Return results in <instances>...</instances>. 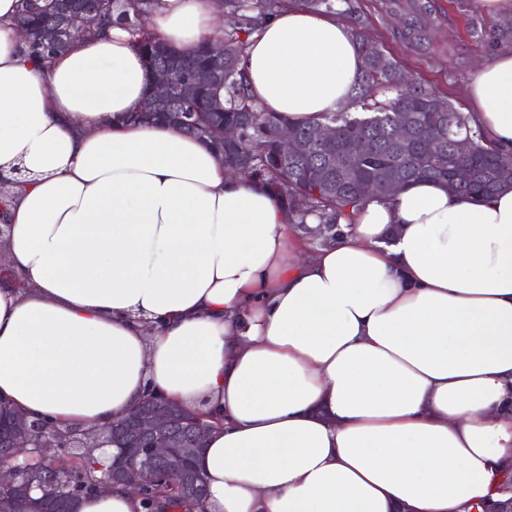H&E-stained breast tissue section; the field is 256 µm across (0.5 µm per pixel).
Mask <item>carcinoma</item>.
<instances>
[{
  "label": "carcinoma",
  "mask_w": 512,
  "mask_h": 512,
  "mask_svg": "<svg viewBox=\"0 0 512 512\" xmlns=\"http://www.w3.org/2000/svg\"><path fill=\"white\" fill-rule=\"evenodd\" d=\"M17 16L26 25L30 44L45 62H52L69 44L54 38L56 23L72 19L73 24L93 23L106 32L116 20L124 23L134 45L146 59L148 81L155 69L175 66L180 86L166 112H194L200 120L221 131L224 125L243 127L245 135L236 144L214 141L210 148L224 154V165H237L240 176L248 180H264L287 202L289 212L298 224L316 214L323 224H334L341 217L375 198L389 197L385 183L391 171L398 172L401 188L419 180H436L448 186L454 196L469 200L491 195L512 186V180L500 182L498 170L512 165V154L502 153L483 144V136L469 125V118L448 100L439 97L411 80L397 63L377 48L364 53V67L355 96L358 112L341 109L326 112L309 122H294L298 147L290 150L278 139L279 128L289 120L275 112H263L255 104L247 87L241 60L248 38L266 20L292 5L320 14H350V0H224V11L238 18L237 25L224 30V80L219 85L195 86L188 83L196 69L216 66L210 55V39L184 54L165 43L150 29L153 0H135V14L123 10V0H90L86 12L70 16L66 0H20ZM472 36L496 44H512V20L501 22L487 32L472 29ZM401 112L415 116L414 138L400 143L394 138V126ZM330 123L338 129L334 151L346 160V171L325 169L323 151L309 138L312 126ZM469 138L474 143V156L460 158L454 143ZM432 141L434 152L426 154L422 142ZM469 163L471 178L464 183L452 179L454 168ZM374 185V193L364 196L359 181ZM108 461L92 448H74L62 460L70 482L59 484L54 472L41 461L29 464L26 479L43 485L41 496L61 505L71 504L93 495ZM192 491L178 486L172 476L156 479L141 500L144 512H202V506L189 501Z\"/></svg>",
  "instance_id": "carcinoma-1"
}]
</instances>
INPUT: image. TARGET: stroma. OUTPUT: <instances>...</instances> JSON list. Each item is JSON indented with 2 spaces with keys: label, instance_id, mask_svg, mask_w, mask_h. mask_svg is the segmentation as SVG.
Wrapping results in <instances>:
<instances>
[{
  "label": "stroma",
  "instance_id": "1",
  "mask_svg": "<svg viewBox=\"0 0 512 512\" xmlns=\"http://www.w3.org/2000/svg\"><path fill=\"white\" fill-rule=\"evenodd\" d=\"M363 23L362 40L384 50L434 94L468 112V81L492 49L471 38L473 27L492 29L495 17L474 0H351Z\"/></svg>",
  "mask_w": 512,
  "mask_h": 512
}]
</instances>
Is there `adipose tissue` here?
Here are the masks:
<instances>
[{
  "instance_id": "ef3b65f1",
  "label": "adipose tissue",
  "mask_w": 512,
  "mask_h": 512,
  "mask_svg": "<svg viewBox=\"0 0 512 512\" xmlns=\"http://www.w3.org/2000/svg\"><path fill=\"white\" fill-rule=\"evenodd\" d=\"M0 0V403L97 429L147 390L213 409L210 512H470L512 467V188L418 181L305 253L287 206L200 140L132 124L148 72L120 26L42 67ZM191 50L210 0H157ZM360 42L296 8L250 37L263 111L352 104ZM472 126L512 149V50L471 74Z\"/></svg>"
}]
</instances>
